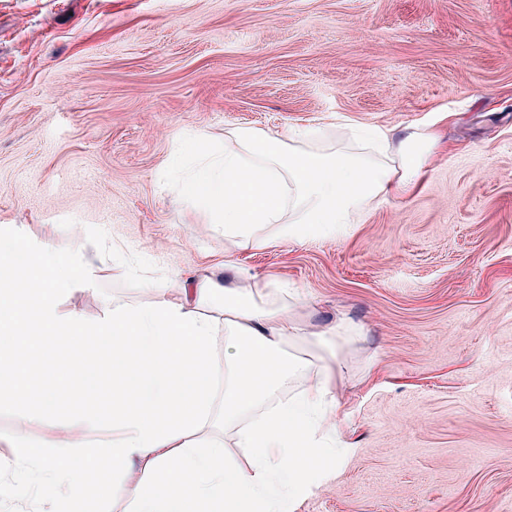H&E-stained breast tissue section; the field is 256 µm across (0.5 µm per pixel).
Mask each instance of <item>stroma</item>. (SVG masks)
<instances>
[{
    "instance_id": "35a3bbf8",
    "label": "stroma",
    "mask_w": 512,
    "mask_h": 512,
    "mask_svg": "<svg viewBox=\"0 0 512 512\" xmlns=\"http://www.w3.org/2000/svg\"><path fill=\"white\" fill-rule=\"evenodd\" d=\"M435 124L407 196L343 234L257 250L182 184L202 136ZM0 238L95 258L59 307L87 320L223 264L301 293L339 358L349 446L292 512H512V0H0ZM0 407V482L38 487L11 444L94 442L84 414Z\"/></svg>"
}]
</instances>
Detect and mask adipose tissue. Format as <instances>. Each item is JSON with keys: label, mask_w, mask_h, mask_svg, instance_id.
Here are the masks:
<instances>
[{"label": "adipose tissue", "mask_w": 512, "mask_h": 512, "mask_svg": "<svg viewBox=\"0 0 512 512\" xmlns=\"http://www.w3.org/2000/svg\"><path fill=\"white\" fill-rule=\"evenodd\" d=\"M300 136L238 132L223 154L205 157L183 192L226 239L257 249L328 237L417 187L439 140L430 124L402 136L378 129L384 158L375 161L346 150L287 152L286 140ZM92 267L53 258L47 245L33 252L0 240V406L27 425L57 424L62 407L80 408L93 388L75 376L74 360L101 353L123 386L111 409L86 420L101 435L93 447L58 441L39 457V512H78L137 464L144 478L130 512H288L346 446L332 417L339 373L325 371L288 400L273 398L308 367L298 350L316 345V335L287 304L271 302L266 283L242 287L244 273L229 259L223 275L184 282L175 302L116 304L95 322L63 314L55 288L80 287ZM222 368L228 378L219 389ZM217 405L240 462L208 430Z\"/></svg>", "instance_id": "adipose-tissue-1"}]
</instances>
